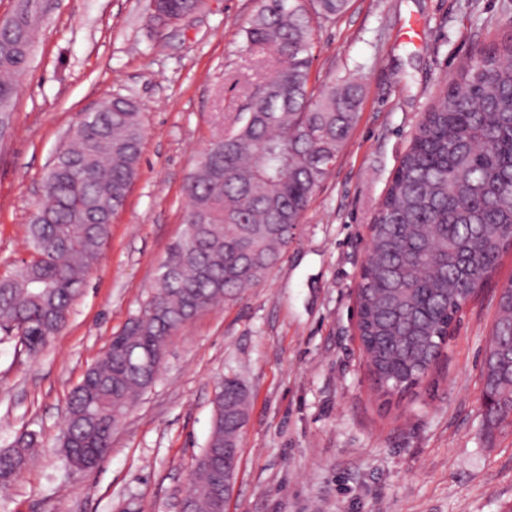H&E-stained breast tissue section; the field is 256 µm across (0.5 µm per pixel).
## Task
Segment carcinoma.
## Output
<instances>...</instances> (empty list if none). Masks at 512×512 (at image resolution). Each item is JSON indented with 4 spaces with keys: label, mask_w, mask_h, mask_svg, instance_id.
<instances>
[{
    "label": "carcinoma",
    "mask_w": 512,
    "mask_h": 512,
    "mask_svg": "<svg viewBox=\"0 0 512 512\" xmlns=\"http://www.w3.org/2000/svg\"><path fill=\"white\" fill-rule=\"evenodd\" d=\"M202 0H151L166 26ZM349 0H259L242 29L245 47L271 53L274 74L205 149L187 191L181 237L160 267L141 313L112 337L72 391L58 448L85 471L108 453L109 435L152 384L144 358L200 312L260 283L295 230L358 121L359 85L334 80L309 91L313 17L342 14ZM43 0H16L0 30V119H7L41 25ZM90 113L55 155L27 236L39 259L0 278V331L38 354L65 326L112 220L137 177L145 129L135 102L118 96ZM512 246V37L471 59L423 113L370 227L357 286V328L369 374L384 394L419 384L440 358L462 304ZM485 351L486 422L512 428V284L502 289ZM206 447L187 495L214 512L224 470L212 454L238 448L247 388L218 385ZM35 434L0 450V489L26 467Z\"/></svg>",
    "instance_id": "carcinoma-1"
}]
</instances>
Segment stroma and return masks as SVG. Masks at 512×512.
<instances>
[{
  "mask_svg": "<svg viewBox=\"0 0 512 512\" xmlns=\"http://www.w3.org/2000/svg\"><path fill=\"white\" fill-rule=\"evenodd\" d=\"M257 0H204L164 27L149 0H47L0 138V275L30 260L27 224L56 152L101 101H136L140 171L66 326L35 357L0 333V449L40 451L0 490V512H173L206 446L215 384L250 394L226 512H512V429L487 434L481 367L512 281V248L459 312L417 386L385 396L357 337L355 288L369 226L423 112L463 64L512 36V0H350L315 21L310 87L348 78L359 119L281 260L243 296L174 337L155 383L93 470L56 447L67 401L113 335L140 314L181 235L186 187L225 117L273 68L241 31Z\"/></svg>",
  "mask_w": 512,
  "mask_h": 512,
  "instance_id": "obj_1",
  "label": "stroma"
}]
</instances>
